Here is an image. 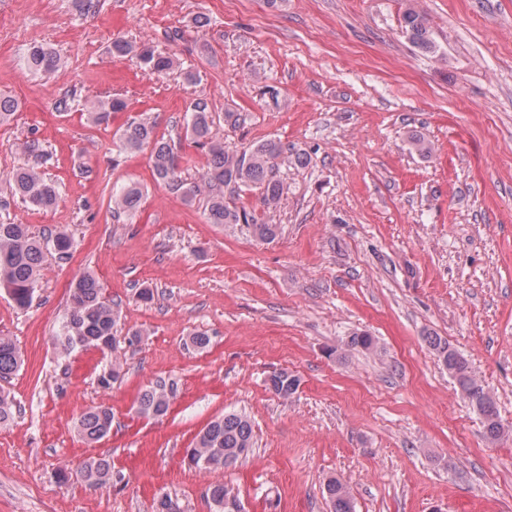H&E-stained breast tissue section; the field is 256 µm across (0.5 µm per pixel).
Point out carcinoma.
<instances>
[{
    "instance_id": "1",
    "label": "carcinoma",
    "mask_w": 512,
    "mask_h": 512,
    "mask_svg": "<svg viewBox=\"0 0 512 512\" xmlns=\"http://www.w3.org/2000/svg\"><path fill=\"white\" fill-rule=\"evenodd\" d=\"M402 31L414 47L433 54L436 46L431 38L427 17L408 8L402 15ZM112 52L118 56L133 55L141 68L151 73L169 69L173 60L158 52L154 46L132 44L124 39L112 42ZM27 67L34 72H51L61 66V58L43 44L29 47ZM126 108L125 101L112 97L93 106L90 119L106 123L112 113ZM186 135L197 144L208 148L210 161L200 183H187L181 177L180 155L175 142L157 135L156 123L141 118L127 124L121 131V150L135 152L146 145L152 146L151 161L159 181L180 193L188 202L198 196L205 197V214L210 224H244L260 241H272L278 235V226L264 222L256 210L238 206L232 196L242 189L255 190L259 205L267 213L276 209L284 195V183L277 177L282 164L303 166L308 157L279 140H266L240 152L224 146L213 135V117L203 100L194 102L186 113ZM13 191L29 204L50 208L58 202L59 189L35 168H20L12 175ZM142 191L134 184L113 194L115 209L123 213L138 210ZM72 240L63 230L52 231L38 237L26 224L0 222V289L20 309L29 307L44 269L46 252L54 250L64 256ZM119 304L104 299L98 278L84 273L72 281L69 290V311L59 329L56 341L68 354L78 348L94 347L112 356V369L101 375L98 384L109 388L120 377L123 361L116 354ZM425 341L438 361L448 370L469 405L481 417L489 443L495 445L512 436L500 419L495 397L485 388L465 356L451 347L448 340L427 335ZM23 360L15 342L0 336V381L11 378L19 371ZM268 389L286 400L300 386V379L286 370L272 372L267 379ZM171 394L163 385L149 386L139 396L137 413L146 418L167 414ZM18 412L17 403L8 393L0 390V428L9 426ZM78 435L89 445L96 444L112 432V410L99 405L86 410L78 419ZM254 432L250 418L244 413L229 412L210 421L186 449L188 464L204 472L221 471L245 458L254 448ZM79 473L90 486H103L112 482V459L106 455L88 457ZM325 492L331 512H355V505L347 486L337 478L329 479ZM206 497L213 512H238L237 498L221 482L210 484Z\"/></svg>"
}]
</instances>
